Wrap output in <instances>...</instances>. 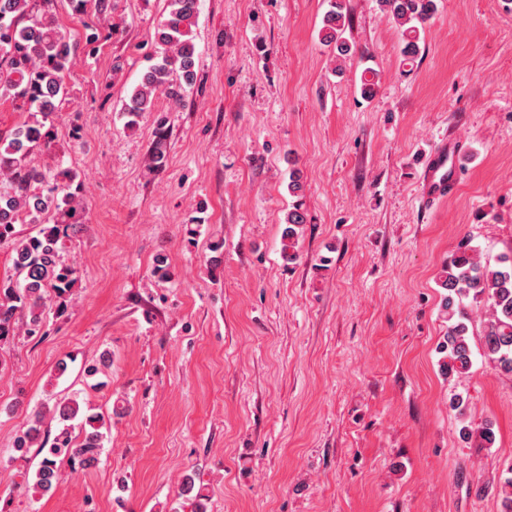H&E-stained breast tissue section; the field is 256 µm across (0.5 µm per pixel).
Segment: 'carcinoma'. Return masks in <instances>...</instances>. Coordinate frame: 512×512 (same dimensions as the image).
Returning <instances> with one entry per match:
<instances>
[{
  "label": "carcinoma",
  "mask_w": 512,
  "mask_h": 512,
  "mask_svg": "<svg viewBox=\"0 0 512 512\" xmlns=\"http://www.w3.org/2000/svg\"><path fill=\"white\" fill-rule=\"evenodd\" d=\"M380 9L401 28V52L412 58L420 50V31L433 17L435 0H378ZM52 0H0V99L10 100L28 112V118L0 136V247L14 252V268L22 282L0 288V341L14 335V317L26 312L24 333L46 335V293L55 294L57 313L65 312L67 293L78 280V269L65 263L62 254L70 234L82 223L81 184L70 170L56 173L40 170L28 160L35 148H51L53 117L59 104L70 95L68 79L78 42L67 37L52 12ZM200 0H169L167 17L155 31L154 40L162 47L143 73L140 84L123 104V112L133 126L144 112L154 109L155 96L162 91L172 103L180 102L186 88L196 79V25ZM349 19L344 0H333L322 20L321 41L336 57H345L352 45L345 37ZM167 160L165 138L154 143L150 168L157 170ZM288 190L296 197L285 218L284 257L293 262L297 228L306 223L303 209L305 184L298 169L290 173ZM39 224L37 235L21 238L18 224ZM446 290L442 311L448 330L439 350L441 369L447 375L463 376L472 368V348L463 300L486 301L482 353L494 372L512 376V253L497 258L495 264L482 262L476 249L462 245L442 274ZM61 427L53 440L43 430L44 413L34 419L16 438L14 450L26 455L37 448L41 456L32 477L18 484L31 500L51 493L62 479L63 460L83 470L95 468L101 456L106 420L102 415L81 416L76 398L56 401L48 409ZM81 419V437L72 435L70 422ZM460 435L475 441L478 448H491L496 435L493 426L476 428L461 421ZM182 495L191 500L195 512H206V495L191 475L182 482ZM497 495L503 512H512V476L499 481Z\"/></svg>",
  "instance_id": "1"
}]
</instances>
